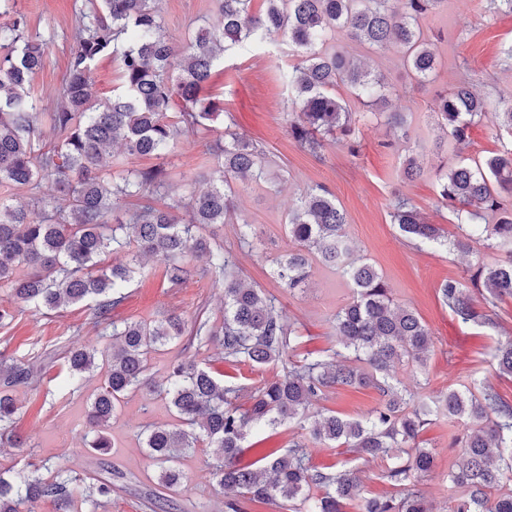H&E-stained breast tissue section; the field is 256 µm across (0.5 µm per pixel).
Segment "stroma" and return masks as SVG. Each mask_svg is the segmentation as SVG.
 Here are the masks:
<instances>
[{
  "mask_svg": "<svg viewBox=\"0 0 512 512\" xmlns=\"http://www.w3.org/2000/svg\"><path fill=\"white\" fill-rule=\"evenodd\" d=\"M81 5L82 0H15L16 10L26 18L28 34L46 42L43 65L32 81L40 111H55L59 104ZM161 10L167 36L178 43L199 27L220 20L214 0H162ZM421 30L439 59L436 77L424 83L415 79L394 49L346 45L350 55L383 77L392 110L403 113L409 125L408 138H399L385 117L374 115L346 86H338L337 96L346 100L356 120L358 151L354 154L339 139H325L314 154L290 138L286 74L296 58L287 41L277 39L226 52L207 92L223 99L238 133L264 147L269 174L277 178L279 187L274 190L264 182H236L234 223L208 226L202 234L211 246L234 250L246 280L276 297L283 321L301 333L303 349H334L332 318L351 299V289L318 262L313 263L305 285L295 290L283 288L272 275L275 260L292 246L285 226L289 210L302 192L319 185L327 187L346 215L356 256L376 267L393 301L414 311L432 333L434 348L426 370L396 365L392 371L395 381L409 391L427 394L487 384L512 402V377L499 374L494 358L496 347L512 340V297L499 302L497 324L491 327L459 323L438 294L443 280L468 282L477 266L497 263L504 259V252L488 248L480 239L471 241L466 254L411 241L401 235L390 216L392 202L399 195L448 237L460 234L452 207L439 196L435 172L462 160L481 164L512 147V130L498 118L499 112L512 107V60L507 57L512 51V15L490 13L487 0H442L440 7L422 20ZM464 78L485 98L487 111L473 126L465 148H435L441 134L439 96L454 90ZM210 144V139L187 131L165 158L131 157L126 158L127 165L135 169L164 165L171 194L186 196L201 188L204 177L214 170ZM410 156L423 163L427 177L415 182L402 180V168ZM243 221L254 224L256 230L249 249L240 246L236 235L237 225ZM191 265L193 277L174 288L161 265L146 262L126 288L124 302L113 310V320L150 322L175 312L188 320L200 314L211 323H222V283L212 274L207 256L193 258ZM0 304L15 310L12 322L0 325V355L33 370L31 383L17 391L20 410L13 425L29 445L0 448V470L23 469L33 455L79 475L110 481L112 496L98 512H154V501L162 489L140 434L147 426L172 422L167 402L144 390L125 396L109 429L110 453H91L83 435L86 412L101 374L96 371L69 380L65 357L81 345L100 349L109 345L92 308L77 304L39 314L25 304L14 303L3 287ZM179 362L218 374L233 372L237 384L247 391L282 372L277 362L262 367L245 363L229 370L217 348L199 346L184 337L152 354L149 375L154 382H164L172 365ZM378 404L379 395L371 388H338L322 402L324 408L355 419L367 416ZM465 430L464 422L437 417L421 435L434 463L419 487L440 512L454 494L448 471L459 450L453 441ZM210 453L209 446L201 442L193 454L182 459L181 467L192 481L170 492L175 512H227L225 494L209 484L204 472Z\"/></svg>",
  "mask_w": 512,
  "mask_h": 512,
  "instance_id": "35a3bbf8",
  "label": "stroma"
}]
</instances>
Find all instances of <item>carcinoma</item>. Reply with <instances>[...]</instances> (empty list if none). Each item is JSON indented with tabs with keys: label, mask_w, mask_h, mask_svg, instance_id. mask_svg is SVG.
Returning <instances> with one entry per match:
<instances>
[{
	"label": "carcinoma",
	"mask_w": 512,
	"mask_h": 512,
	"mask_svg": "<svg viewBox=\"0 0 512 512\" xmlns=\"http://www.w3.org/2000/svg\"><path fill=\"white\" fill-rule=\"evenodd\" d=\"M216 0L217 27H202L186 44L164 33L159 0H88L61 88L62 104L54 112L37 111L31 93L33 76L41 68L45 42L26 35V21L17 15L0 25V183L35 193L40 182H52L64 204L32 198L14 206L0 198V285L10 288L17 302L38 311H56L67 304L94 303L97 322L111 328V347L99 351L81 346L69 352L71 375L90 373L103 365L105 379L87 410L93 435L90 448L106 455L112 448L106 429L119 399L147 389L165 396L178 425L148 429L142 444L166 490L184 486L189 477L179 467L181 457L207 442L212 448L206 473L212 486L230 491L228 512H240V501L271 503L287 512H344L356 502L357 512H433L416 484L432 467V452L418 438L430 416L443 410L448 420H463L470 430L456 439L461 454L449 472L456 492L448 512H512V489H503L512 474V404L492 386L450 388L430 399L399 389L391 375L395 364H427L433 339L410 309L394 304L376 268L353 258V242L336 197L324 186L305 192L288 215V236L295 248L281 256L276 276L292 290L310 274L308 256H315L341 276L352 289V300L334 314L339 349L328 361L312 352L297 353L301 337L287 326L276 298L246 284L236 256L213 249L194 229L224 224L234 212V179L263 177L265 151L235 129L231 113L219 100L204 95L218 55L231 47L286 37L299 57L288 72L292 102L288 132L304 149L318 153L329 136L341 135L356 152L355 122L346 102L336 96L343 84L366 106L386 114L402 128L399 115L389 111L382 79L363 69L346 53L326 50L328 33L340 29L352 42L402 51L412 74L424 81L435 75L437 55L423 37L419 20L443 0ZM119 61L121 90L99 94L93 79L97 62ZM179 111H173L174 107ZM486 112L485 100L464 81L440 100L441 128L457 149L465 147L471 127ZM47 119L56 134L46 148L35 138L37 125ZM224 120V141L213 155L218 169L209 187L189 198L171 196L163 207L146 198L162 193L167 172L161 166L115 171L104 162L112 144L121 142L128 156L169 153L185 131H212ZM427 175L414 156L406 159L405 179ZM439 195L466 213L470 230L448 240L441 228L425 223L407 199L396 197L391 217L410 239L465 250L473 236H483L490 248L512 252V149L490 156L481 167L458 164L436 172ZM487 215L493 224H481ZM125 249L129 260L104 265L103 256ZM205 253L211 270L224 281V322L203 318L189 322L168 314L153 322L112 320V310L125 299L124 288L141 270V258L161 263L173 285L192 275L190 255ZM471 283L482 288L481 304L456 279H446L439 295L454 318L463 323L495 325L490 312L505 295L512 297V258L480 265ZM182 336L200 345L217 344L224 361H249L257 366L282 361L283 374L251 391L249 405L238 403L242 388L224 382L194 365L173 367L166 384L148 377L151 353ZM499 373L512 377V343L497 348ZM24 363L0 359V445L25 448L12 432L18 413L17 388L31 383ZM372 387L381 397L373 413L350 419L317 407L330 389ZM295 423L304 434L281 451L264 448L266 438L246 447L250 431L275 430ZM328 448H343L363 458L386 461L382 479L395 493L363 496L360 478L350 462L312 464L307 439ZM256 459L246 465V450ZM47 464L6 477L0 472V512H36L44 501L56 512H74L72 471L57 466L50 479ZM112 495V485L100 478L84 488L83 503L96 512Z\"/></svg>",
	"instance_id": "carcinoma-1"
}]
</instances>
